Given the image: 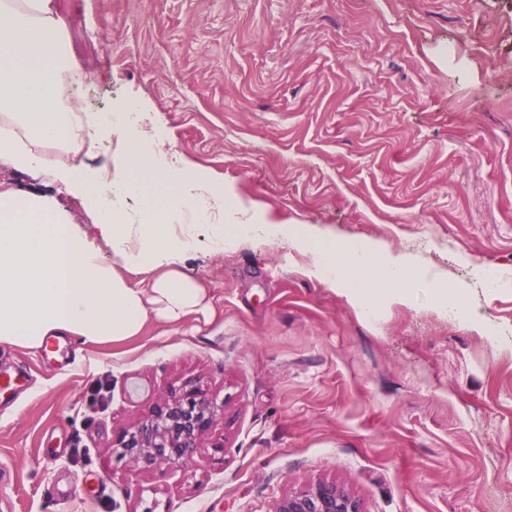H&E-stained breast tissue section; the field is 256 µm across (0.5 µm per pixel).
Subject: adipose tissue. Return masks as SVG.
<instances>
[{
	"mask_svg": "<svg viewBox=\"0 0 512 512\" xmlns=\"http://www.w3.org/2000/svg\"><path fill=\"white\" fill-rule=\"evenodd\" d=\"M77 70L55 0H0V167L63 186L90 218L75 224L52 197L0 181V344L40 349L50 336L122 342L153 322L210 317L208 288L183 270L199 244L215 254L283 241L310 259L307 274L367 317L406 303L415 281L436 310L469 316V293L378 242H340L316 224L260 221L235 194L173 156L142 99L110 113L64 97ZM103 156L85 164L90 150ZM137 199L127 207L125 198ZM148 275L145 286L128 274Z\"/></svg>",
	"mask_w": 512,
	"mask_h": 512,
	"instance_id": "ef3b65f1",
	"label": "adipose tissue"
}]
</instances>
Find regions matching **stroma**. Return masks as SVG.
<instances>
[{
	"label": "stroma",
	"instance_id": "35a3bbf8",
	"mask_svg": "<svg viewBox=\"0 0 512 512\" xmlns=\"http://www.w3.org/2000/svg\"><path fill=\"white\" fill-rule=\"evenodd\" d=\"M95 111L137 95L174 150L277 224L376 239L512 331V0H56ZM286 245L201 249L209 320L0 344V512H271L333 481L363 512H512V348L428 287L367 319ZM224 399L194 471L112 448L168 386Z\"/></svg>",
	"mask_w": 512,
	"mask_h": 512
}]
</instances>
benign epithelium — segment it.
I'll return each mask as SVG.
<instances>
[{
  "mask_svg": "<svg viewBox=\"0 0 512 512\" xmlns=\"http://www.w3.org/2000/svg\"><path fill=\"white\" fill-rule=\"evenodd\" d=\"M224 403L192 382L163 389L149 411L118 433V455L142 470L191 462L211 433ZM272 512H363L360 501L332 481L288 493Z\"/></svg>",
  "mask_w": 512,
  "mask_h": 512,
  "instance_id": "obj_1",
  "label": "benign epithelium"
}]
</instances>
